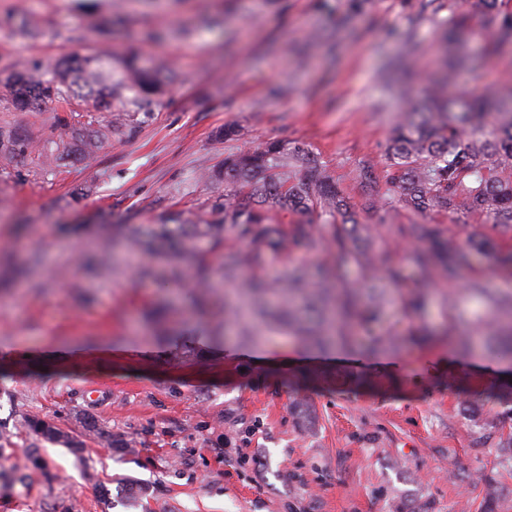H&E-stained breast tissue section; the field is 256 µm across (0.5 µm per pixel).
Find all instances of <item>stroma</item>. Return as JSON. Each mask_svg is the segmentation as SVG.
<instances>
[{
  "label": "stroma",
  "mask_w": 512,
  "mask_h": 512,
  "mask_svg": "<svg viewBox=\"0 0 512 512\" xmlns=\"http://www.w3.org/2000/svg\"><path fill=\"white\" fill-rule=\"evenodd\" d=\"M106 17L115 52L171 56L179 78L94 163L68 159L48 177L27 157L0 163V275L9 261L31 267L0 287V512H461L481 503L482 472L497 476L512 512L492 430L512 433V420L483 396L512 365L452 354L443 335L480 334L490 306L470 284L506 291L512 276L479 256L455 282L426 278L397 242L403 224L504 248L512 231L464 204L417 214L388 182L386 143L439 69L441 18L412 14L406 0H0V56L45 65L91 54ZM28 19L41 37H18ZM408 31L421 50L401 98L387 65ZM487 45L472 18L475 65L455 91L512 87V56ZM56 116L52 104L0 109V124L49 138ZM233 124L256 141L305 145L343 190L358 246L394 247L402 280L384 283L392 302L353 348L310 350L271 321L255 323L252 340L225 334L234 286L219 257L201 311L181 286L186 262L164 254L136 276L126 238L101 233L217 216L224 187L200 174L239 150L221 136ZM365 162L378 209L355 179ZM418 289L427 301L413 312L404 299ZM414 325L432 331L428 344L413 342ZM378 336L391 346L366 354ZM27 414L54 422L67 444L24 430ZM104 429L123 447L108 446Z\"/></svg>",
  "instance_id": "35a3bbf8"
}]
</instances>
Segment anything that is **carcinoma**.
<instances>
[{
  "label": "carcinoma",
  "instance_id": "obj_1",
  "mask_svg": "<svg viewBox=\"0 0 512 512\" xmlns=\"http://www.w3.org/2000/svg\"><path fill=\"white\" fill-rule=\"evenodd\" d=\"M408 7L417 14L448 10V38L428 94L400 113L393 128L386 147L389 182L398 190L403 207L418 214L453 209L463 202L512 230V88L501 95L448 92L465 66L459 45L471 17H480L490 32L492 52L512 53V11L503 9L501 0H409ZM98 36L103 43L98 52L43 67L0 58L1 106L37 112L50 102L65 113L58 118L62 132L47 141L23 138L8 126L0 127L1 159L34 153L32 162L40 172L54 175L56 163L71 156L94 158L101 138L130 126L132 111L149 108L165 94L170 78L176 76L169 61L159 58L145 66L136 55H116L108 45L111 21L107 18L101 20ZM99 112L112 113L104 127ZM205 178L224 185V216L204 224H161L150 240L131 230V247L147 256L163 248L189 257L194 285L206 291L208 257L195 254L187 244L208 240L210 250L222 257L224 279L249 300L255 313L267 315L268 297H279L273 318L288 324L306 345L351 344L353 329L378 320L384 292L370 296L365 307L360 306L361 296L376 289L381 277L400 282L401 270L390 252L357 247L356 228H347L352 219L342 191L332 172L305 146L281 140L254 143L226 153L222 164ZM279 213L315 214L333 225V231L326 238L311 222L278 221ZM399 236L410 243V256L426 277L440 271L448 281H455L474 251L485 253L500 269H512V250L485 239L461 243L431 224H405ZM290 246L310 253L325 248L336 255V263L320 281L312 282L298 270L284 281L260 279L270 256ZM352 266L362 269L363 283L348 279ZM231 320L240 335H253L238 309H224V323ZM486 332L497 340L500 359L512 363V295L497 301ZM40 423L35 415L23 418L28 431L59 442L57 435L40 430ZM479 479L486 488L481 512H499V482L485 473Z\"/></svg>",
  "mask_w": 512,
  "mask_h": 512
}]
</instances>
